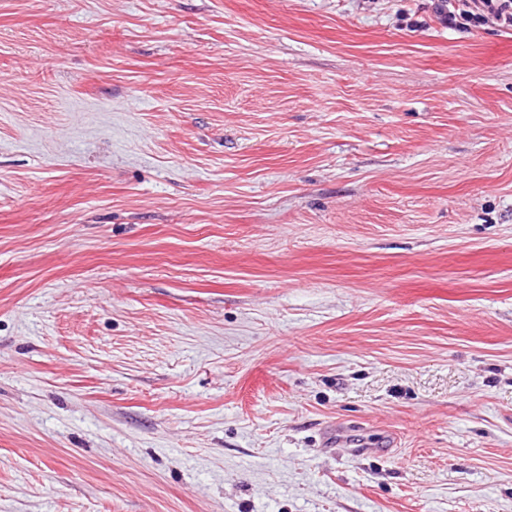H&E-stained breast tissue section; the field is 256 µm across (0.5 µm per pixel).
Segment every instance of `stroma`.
<instances>
[{"instance_id": "stroma-1", "label": "stroma", "mask_w": 512, "mask_h": 512, "mask_svg": "<svg viewBox=\"0 0 512 512\" xmlns=\"http://www.w3.org/2000/svg\"><path fill=\"white\" fill-rule=\"evenodd\" d=\"M0 512H512V32L0 0Z\"/></svg>"}]
</instances>
